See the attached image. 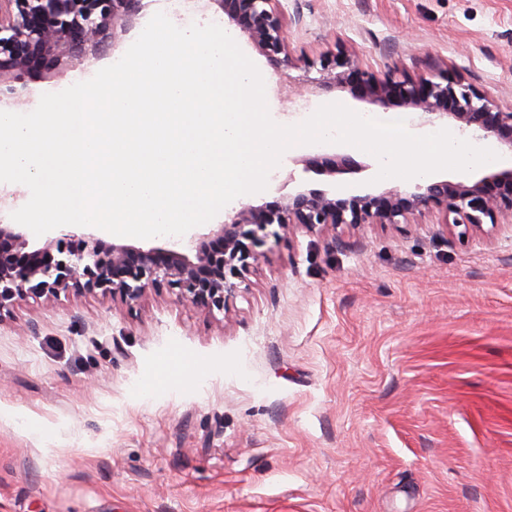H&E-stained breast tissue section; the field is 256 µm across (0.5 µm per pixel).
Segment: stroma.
Here are the masks:
<instances>
[{
	"mask_svg": "<svg viewBox=\"0 0 512 512\" xmlns=\"http://www.w3.org/2000/svg\"><path fill=\"white\" fill-rule=\"evenodd\" d=\"M300 10L295 59L346 51L386 75L448 69L512 109V0H283ZM168 0H143L106 55L18 75L28 113L42 94L124 55ZM272 119L340 103L407 115L353 90L288 80L238 28ZM342 144L289 152L265 191L358 194L361 172H308ZM225 311L147 289L27 295L0 316V512H512V228L405 224L268 226ZM203 368L180 380L176 360Z\"/></svg>",
	"mask_w": 512,
	"mask_h": 512,
	"instance_id": "1",
	"label": "stroma"
}]
</instances>
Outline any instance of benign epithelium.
Returning <instances> with one entry per match:
<instances>
[{
  "instance_id": "1",
  "label": "benign epithelium",
  "mask_w": 512,
  "mask_h": 512,
  "mask_svg": "<svg viewBox=\"0 0 512 512\" xmlns=\"http://www.w3.org/2000/svg\"><path fill=\"white\" fill-rule=\"evenodd\" d=\"M277 68L295 67L287 30L299 28L303 15L288 13L281 0H210ZM142 0H0V92L18 94L14 74L50 57L75 67L90 55H103L126 34ZM316 76H311V73ZM356 87L374 104L387 106L392 97L416 110L419 121L452 120L463 135L495 139L512 151V110H503L458 75L439 71L432 77L408 74L396 80L362 68L355 55H321L305 63L303 86ZM361 165L352 157L325 158L316 172L331 177L353 173ZM438 213L443 226L478 230L512 224V168L491 172L471 185L423 180L403 189L339 197L318 188L288 195L273 206L245 205L225 215L224 223L182 248L144 250L128 244L104 246L84 228L60 230L40 247L29 246L17 224H0V313L28 294L54 297L62 290L96 289L126 301L146 289L166 286L181 300L224 311L235 289L231 279L249 267L257 232L271 224L314 229L341 224H399L409 217ZM77 241L80 250L63 244Z\"/></svg>"
}]
</instances>
